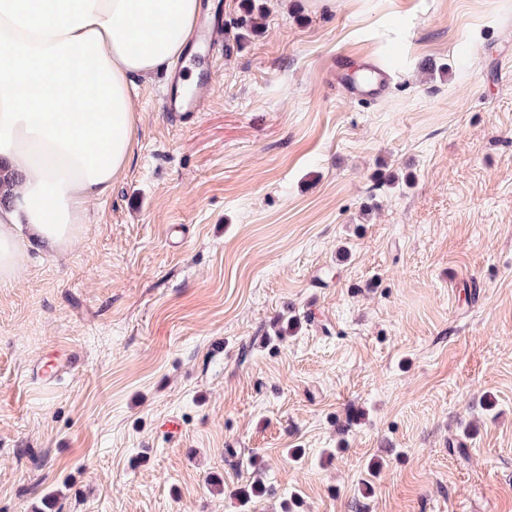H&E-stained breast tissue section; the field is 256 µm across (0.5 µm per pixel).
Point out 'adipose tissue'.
Instances as JSON below:
<instances>
[{
  "label": "adipose tissue",
  "mask_w": 512,
  "mask_h": 512,
  "mask_svg": "<svg viewBox=\"0 0 512 512\" xmlns=\"http://www.w3.org/2000/svg\"><path fill=\"white\" fill-rule=\"evenodd\" d=\"M200 0H0V282L66 250L134 154L131 91L184 56Z\"/></svg>",
  "instance_id": "ef3b65f1"
}]
</instances>
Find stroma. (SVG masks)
I'll return each mask as SVG.
<instances>
[{
    "mask_svg": "<svg viewBox=\"0 0 512 512\" xmlns=\"http://www.w3.org/2000/svg\"><path fill=\"white\" fill-rule=\"evenodd\" d=\"M263 2L242 41L211 0L203 111L139 80L125 176L0 283V512H512V0ZM391 81L392 75L388 70L367 61L353 80L347 83V89L352 99L371 102L386 93ZM180 80L179 75H174L165 90L160 95L162 112H168L172 117H180L184 112H200L203 101L200 97H184L177 91Z\"/></svg>",
    "mask_w": 512,
    "mask_h": 512,
    "instance_id": "1",
    "label": "stroma"
}]
</instances>
